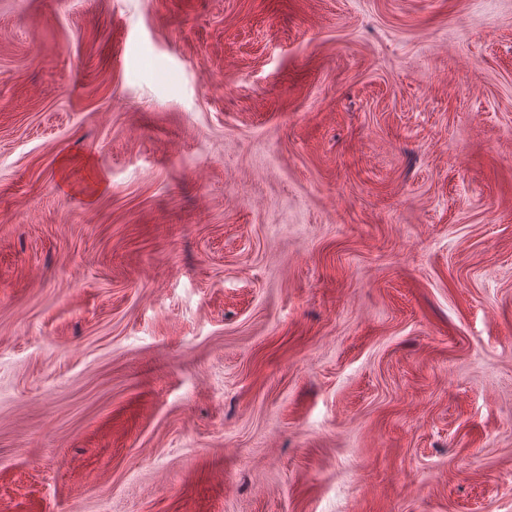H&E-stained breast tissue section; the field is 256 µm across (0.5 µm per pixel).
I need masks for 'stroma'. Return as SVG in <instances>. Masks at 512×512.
<instances>
[{"instance_id": "stroma-1", "label": "stroma", "mask_w": 512, "mask_h": 512, "mask_svg": "<svg viewBox=\"0 0 512 512\" xmlns=\"http://www.w3.org/2000/svg\"><path fill=\"white\" fill-rule=\"evenodd\" d=\"M0 512H512V0H0Z\"/></svg>"}]
</instances>
